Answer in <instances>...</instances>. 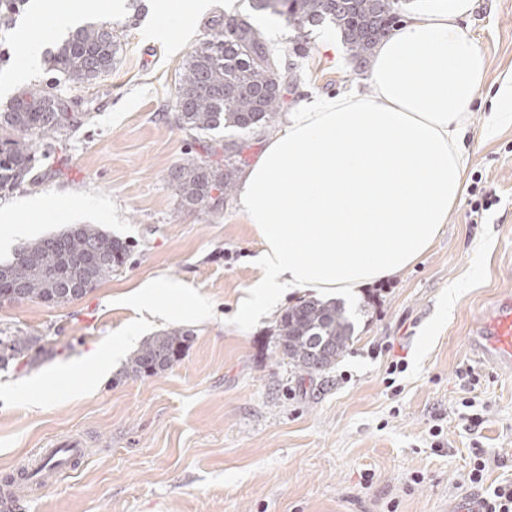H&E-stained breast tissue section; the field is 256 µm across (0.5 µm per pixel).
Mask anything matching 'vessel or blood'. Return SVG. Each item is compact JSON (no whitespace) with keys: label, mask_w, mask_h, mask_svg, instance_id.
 Segmentation results:
<instances>
[{"label":"vessel or blood","mask_w":512,"mask_h":512,"mask_svg":"<svg viewBox=\"0 0 512 512\" xmlns=\"http://www.w3.org/2000/svg\"><path fill=\"white\" fill-rule=\"evenodd\" d=\"M474 350L479 361L502 370H512V292L498 296L482 313L474 330ZM83 453L80 441L72 440L42 449V457H56L55 472L45 475L44 483L54 484L60 471L71 467Z\"/></svg>","instance_id":"vessel-or-blood-1"}]
</instances>
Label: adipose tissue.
Wrapping results in <instances>:
<instances>
[{"mask_svg":"<svg viewBox=\"0 0 512 512\" xmlns=\"http://www.w3.org/2000/svg\"><path fill=\"white\" fill-rule=\"evenodd\" d=\"M471 7L451 0L406 21L381 41L366 92L301 103L267 139L238 189L262 243L239 322L296 290L349 292L386 279L432 245L463 191L467 118L486 75L461 24ZM160 294L169 304L155 303ZM136 300L163 318L209 309L174 279L142 282Z\"/></svg>","mask_w":512,"mask_h":512,"instance_id":"obj_1","label":"adipose tissue"}]
</instances>
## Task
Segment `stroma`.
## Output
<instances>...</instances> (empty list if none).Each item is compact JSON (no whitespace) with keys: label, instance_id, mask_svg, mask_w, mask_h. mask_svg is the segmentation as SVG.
Returning <instances> with one entry per match:
<instances>
[{"label":"stroma","instance_id":"1","mask_svg":"<svg viewBox=\"0 0 512 512\" xmlns=\"http://www.w3.org/2000/svg\"><path fill=\"white\" fill-rule=\"evenodd\" d=\"M157 0L112 23L120 38L112 73L63 84L75 112L87 113L39 162L44 180L0 195V211L37 236L66 228L65 203L94 200L82 216L128 241V263L84 297L52 307L0 306V329L41 336L51 358L0 371V478L45 448L86 438L85 463L50 488L29 483L11 512H455L473 448L497 462L491 478L512 477V376L476 361L474 322L512 291V0H474L462 24L487 61L471 105L464 179L481 176L500 201L470 223L460 198L432 247L393 277L346 296L356 338L336 366L299 373L277 346V315L238 326V304L256 274L259 242L236 197L212 210L182 207L169 171L210 145L234 141L253 161L270 129L219 128L190 134L175 123L183 65L223 29L231 14L265 28L266 45L294 63L296 85H282L285 124L302 100L365 89L343 42L327 48L331 24L297 29L252 12L214 11L186 34H154ZM43 197L50 213L24 203ZM148 278L181 279L206 298L203 319L144 324L132 299ZM190 330L183 356L166 372L129 377L126 358L92 391L68 372L112 342L133 347L167 330ZM403 361L396 388L387 368ZM475 368L478 385L468 381ZM475 399L478 426L465 420ZM441 426L432 437V426ZM371 482H364V474ZM422 474L413 483L412 474Z\"/></svg>","mask_w":512,"mask_h":512}]
</instances>
